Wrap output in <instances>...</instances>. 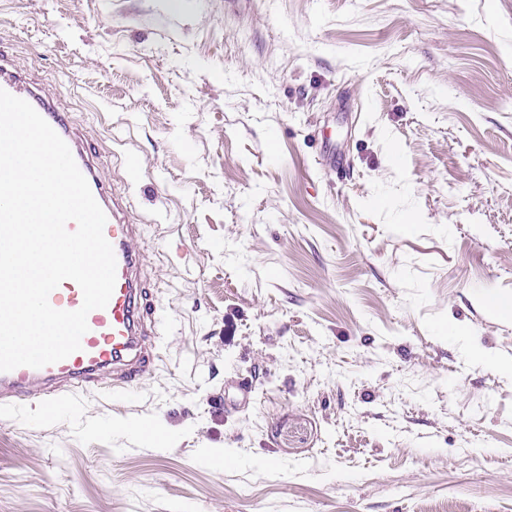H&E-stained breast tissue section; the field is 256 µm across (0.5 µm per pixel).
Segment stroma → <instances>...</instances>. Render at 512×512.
I'll use <instances>...</instances> for the list:
<instances>
[{"label": "stroma", "mask_w": 512, "mask_h": 512, "mask_svg": "<svg viewBox=\"0 0 512 512\" xmlns=\"http://www.w3.org/2000/svg\"><path fill=\"white\" fill-rule=\"evenodd\" d=\"M0 55L169 321L138 396L0 418V512H512V0H0Z\"/></svg>", "instance_id": "35a3bbf8"}]
</instances>
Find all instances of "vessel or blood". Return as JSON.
I'll return each instance as SVG.
<instances>
[{"label": "vessel or blood", "instance_id": "b4317fda", "mask_svg": "<svg viewBox=\"0 0 512 512\" xmlns=\"http://www.w3.org/2000/svg\"><path fill=\"white\" fill-rule=\"evenodd\" d=\"M0 89L30 103L67 143L107 217L104 235L116 257L113 294L105 308L88 314L89 330L81 339L80 350L38 369L21 366L0 372V410L15 409L18 400L38 389L45 393L41 401L43 411H54L64 403L75 401L89 387L98 385L107 374L112 377L113 395L138 390L151 366L154 341L164 324L139 277L142 259L137 240L140 227L120 219L121 199L113 194L110 183L90 160L65 114L56 109L49 93L35 89L19 72L2 66ZM49 303L58 310H77L83 303L82 290L74 281H63L50 293Z\"/></svg>", "mask_w": 512, "mask_h": 512}]
</instances>
